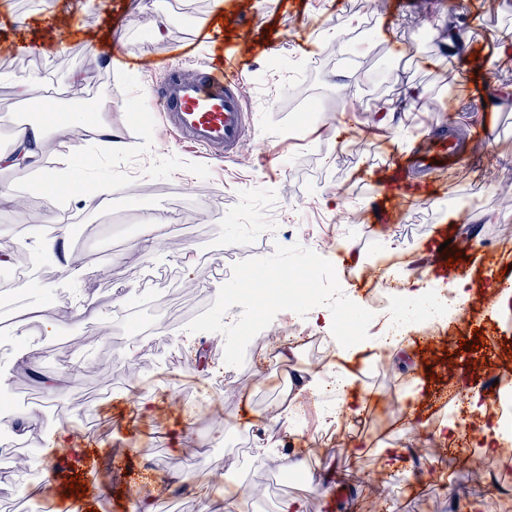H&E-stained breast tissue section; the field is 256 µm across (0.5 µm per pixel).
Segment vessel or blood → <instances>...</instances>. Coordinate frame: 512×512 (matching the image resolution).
<instances>
[{
	"label": "vessel or blood",
	"instance_id": "vessel-or-blood-1",
	"mask_svg": "<svg viewBox=\"0 0 512 512\" xmlns=\"http://www.w3.org/2000/svg\"><path fill=\"white\" fill-rule=\"evenodd\" d=\"M242 57H225L218 67H205L186 75L179 63L164 66V77L155 98L163 124L180 143L203 149L207 158L221 160L240 155L246 129L252 121L241 95ZM458 145L452 138H435L422 156L425 166L441 161L456 163Z\"/></svg>",
	"mask_w": 512,
	"mask_h": 512
}]
</instances>
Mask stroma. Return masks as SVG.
<instances>
[{
	"instance_id": "obj_1",
	"label": "stroma",
	"mask_w": 512,
	"mask_h": 512,
	"mask_svg": "<svg viewBox=\"0 0 512 512\" xmlns=\"http://www.w3.org/2000/svg\"><path fill=\"white\" fill-rule=\"evenodd\" d=\"M0 0V103L23 109L12 81L42 78L61 110L92 109L96 127L109 126L131 148L116 154L98 137H74L64 151H43L42 168L21 176L0 171V193L14 197L0 211V240L30 258L38 277L23 297L33 327L8 322L38 346L29 380L17 352L0 347V390L26 402L38 425L25 447V470L0 479V512H46L37 493L48 468L53 432L77 434L80 460L62 477L84 481L92 512H132L152 499L155 512H203L207 499L233 504V512H279L283 502L304 498L306 512H448L450 490L481 504V512H512V466H498L478 448L456 456L432 430L447 417L461 369L477 388L512 391V299L495 291L512 281V53L499 49L498 34L512 28V0ZM167 20L163 39L152 26ZM371 22L374 37L354 39L352 55L390 61L398 75L377 107L365 92L345 97L352 70L317 67L330 33ZM248 50L242 95L254 114L243 155L210 160L178 144L164 127L151 92L164 62L179 60L186 72L219 66L225 55ZM82 72V88L69 85ZM313 73L321 95L307 111L293 107L287 92ZM454 94H447V87ZM111 109L96 111L102 95ZM397 109V130L378 129L380 109ZM482 126V142L452 168L413 169L410 146L427 148L428 137L453 129L466 140ZM73 167L91 186L111 185L100 209L53 187L32 197V184L47 168ZM350 198V210L329 198ZM180 207L179 221L155 224L151 236L164 249L144 251L142 219ZM76 218L69 237L79 275L61 272L59 258L41 248L64 217ZM288 224L292 236L272 234ZM322 240L323 257L341 267L331 245L348 236L358 252L343 293L364 304L374 276L367 260L376 254L390 284L402 273L424 274L434 286L401 313L402 335L378 353L353 346L330 352L331 363L356 372L353 391L364 411L343 417L337 439L315 429L319 408L336 397L324 391L322 407L293 408L278 420V377L296 373L317 379L315 351L299 333L283 339L259 333L251 345L257 361L224 362V338L197 333L180 343L174 317L192 302H213L222 275L236 262L265 257L296 236ZM473 276V295L449 323L457 345L421 340L424 311L441 294L453 252ZM152 289L173 320L149 337L134 359H115L123 336L100 348L96 361L63 370L66 356L83 351L101 324L116 323L113 307L135 289ZM486 337L467 348L475 330ZM59 390L48 395L44 377ZM276 434L282 460L250 468L260 497L238 495L244 475L227 465L232 447L250 448L254 431ZM360 454H351L353 444ZM402 444L421 466L388 468L380 447ZM289 458L301 459V482L280 480ZM438 462L429 472L427 461Z\"/></svg>"
}]
</instances>
